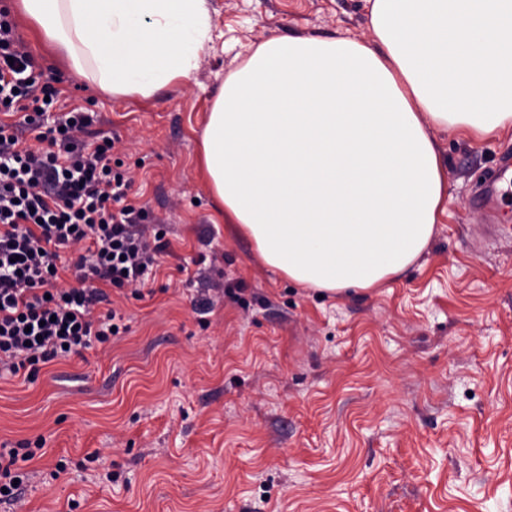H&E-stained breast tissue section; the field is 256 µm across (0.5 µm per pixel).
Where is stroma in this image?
I'll use <instances>...</instances> for the list:
<instances>
[{
	"mask_svg": "<svg viewBox=\"0 0 512 512\" xmlns=\"http://www.w3.org/2000/svg\"><path fill=\"white\" fill-rule=\"evenodd\" d=\"M208 7L196 70L148 99L104 93L17 26L42 81L117 138L129 203L170 243L153 296L111 292L127 332L0 376L27 512H512V238L482 236L473 202L512 129L434 131L448 206L427 249L380 288L319 296L224 223L200 136L247 47L366 36L363 0Z\"/></svg>",
	"mask_w": 512,
	"mask_h": 512,
	"instance_id": "1",
	"label": "stroma"
}]
</instances>
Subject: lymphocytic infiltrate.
I'll return each instance as SVG.
<instances>
[{"mask_svg": "<svg viewBox=\"0 0 512 512\" xmlns=\"http://www.w3.org/2000/svg\"><path fill=\"white\" fill-rule=\"evenodd\" d=\"M0 9V372L40 366L106 343L120 319L110 288L140 292L168 243L163 225L125 202L131 180L113 168L115 141L73 108L43 118L60 91ZM79 281L59 287L61 251Z\"/></svg>", "mask_w": 512, "mask_h": 512, "instance_id": "lymphocytic-infiltrate-1", "label": "lymphocytic infiltrate"}]
</instances>
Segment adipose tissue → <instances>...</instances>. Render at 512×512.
Here are the masks:
<instances>
[{
    "instance_id": "ef3b65f1",
    "label": "adipose tissue",
    "mask_w": 512,
    "mask_h": 512,
    "mask_svg": "<svg viewBox=\"0 0 512 512\" xmlns=\"http://www.w3.org/2000/svg\"><path fill=\"white\" fill-rule=\"evenodd\" d=\"M369 38L272 37L225 77L199 168L225 223L305 288L404 273L448 201L436 130L512 128V0H364ZM37 37L113 96L190 76L207 0H20Z\"/></svg>"
}]
</instances>
